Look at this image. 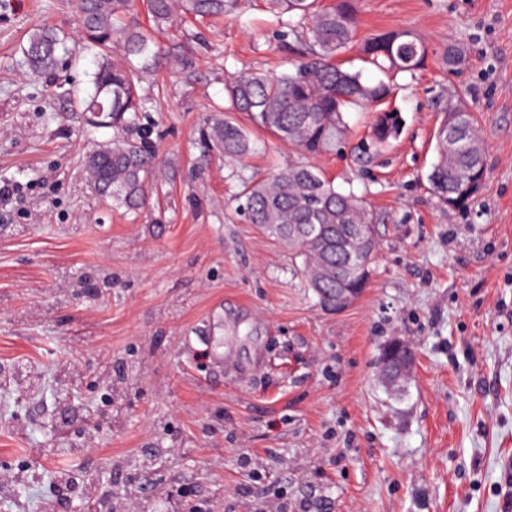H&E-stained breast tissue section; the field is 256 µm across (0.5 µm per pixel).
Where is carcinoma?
Wrapping results in <instances>:
<instances>
[{
    "mask_svg": "<svg viewBox=\"0 0 512 512\" xmlns=\"http://www.w3.org/2000/svg\"><path fill=\"white\" fill-rule=\"evenodd\" d=\"M143 5L158 30L178 19L228 16L237 0H78L80 42L66 50L76 64L92 55L95 71L89 88L72 93V111L86 125L110 127L112 140L85 158L91 188L136 212L145 204V180L157 163L149 134L136 138L121 132L140 124L143 98L138 76L164 53L153 32L140 25ZM268 8L304 45L303 60L280 74L240 73L225 83L228 106L211 119L208 139L227 160L253 149L251 130L233 113L300 152L316 157L336 149L348 134L344 114L369 107L374 112L369 149L377 153L403 126L400 112L387 106L394 84H374L362 73L344 69L336 58L350 49L358 18L353 0H267ZM67 37L53 29L33 33L22 53L40 72L58 70V52ZM366 62L383 73L414 72L424 65L429 48L410 30L385 32L363 47ZM442 119L435 135L437 162L428 175L433 193L452 207L464 206L486 175V150L470 111L438 105ZM248 221L301 259L300 272L320 306L336 307V289L361 284L351 274L341 242L352 224H376L379 216L352 193L336 190L323 171L293 164L243 185L237 198Z\"/></svg>",
    "mask_w": 512,
    "mask_h": 512,
    "instance_id": "cac0c4a2",
    "label": "carcinoma"
}]
</instances>
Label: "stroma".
I'll return each mask as SVG.
<instances>
[{
  "instance_id": "1",
  "label": "stroma",
  "mask_w": 512,
  "mask_h": 512,
  "mask_svg": "<svg viewBox=\"0 0 512 512\" xmlns=\"http://www.w3.org/2000/svg\"><path fill=\"white\" fill-rule=\"evenodd\" d=\"M76 0H0V512H512V0H357L358 40L410 29L424 69L396 78L400 136L358 156L372 112L315 163L382 220L369 282L322 309L298 261L236 209L250 178L300 156L258 131L224 160L204 138L224 78L303 51L263 0L158 34L144 126L150 208L94 194L70 85L21 43L76 35ZM460 61L442 62L445 49ZM472 112L487 177L466 207L433 194L436 103ZM237 330L215 365L186 339ZM418 354L403 399L377 362ZM71 486L59 492L56 475Z\"/></svg>"
}]
</instances>
